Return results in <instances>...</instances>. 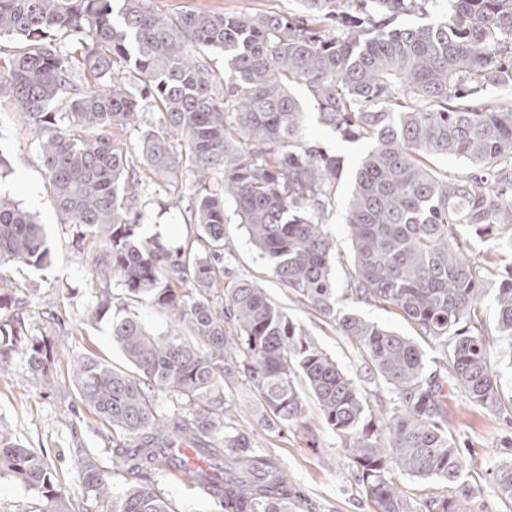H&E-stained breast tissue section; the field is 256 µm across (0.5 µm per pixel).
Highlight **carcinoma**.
<instances>
[{
    "label": "carcinoma",
    "mask_w": 512,
    "mask_h": 512,
    "mask_svg": "<svg viewBox=\"0 0 512 512\" xmlns=\"http://www.w3.org/2000/svg\"><path fill=\"white\" fill-rule=\"evenodd\" d=\"M438 0H304L307 15L153 13L142 0H0V38L15 40L0 62V102L28 121L54 207L78 241L98 245L99 300L111 284L125 299L170 318L157 336L136 315L112 321L126 365L83 357L71 366L82 405L119 434L113 489L101 453L78 449L80 499L101 512H177L156 478L176 468L219 500L224 512H289L293 489L271 454L225 421L224 378L248 379L269 430L310 432L308 402L347 452L373 512H416L391 468L448 484L439 512H464L451 494L464 461L448 428L451 382L474 405L512 417L488 356L481 297L496 287L497 326L512 337V262L496 268L473 254L495 238L512 252V0H448L450 14L399 25ZM67 42L82 47L78 75ZM224 57V70L203 50ZM121 63L127 74L114 66ZM302 84L322 124L370 150L348 199L355 296L394 308L438 348L430 371L413 340L337 307L334 243L323 216L336 205L342 160L306 145ZM160 125L123 138L143 102ZM454 156L465 175L436 163ZM143 165L196 233L174 247L143 237ZM232 202L275 276L350 337L374 385L390 394L384 423L372 421L364 388L307 337L302 326L249 281L213 296L224 280L225 203ZM50 259L42 225L0 195V362L22 354L50 385L51 337L66 333L43 312L42 338L24 317L27 296L10 268ZM189 448L191 468L175 455ZM35 493L32 512H74L54 490L48 456L0 429V475ZM512 500V461L497 467Z\"/></svg>",
    "instance_id": "cac0c4a2"
}]
</instances>
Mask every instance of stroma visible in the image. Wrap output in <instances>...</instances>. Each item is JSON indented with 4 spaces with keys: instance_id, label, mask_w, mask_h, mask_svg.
<instances>
[{
    "instance_id": "35a3bbf8",
    "label": "stroma",
    "mask_w": 512,
    "mask_h": 512,
    "mask_svg": "<svg viewBox=\"0 0 512 512\" xmlns=\"http://www.w3.org/2000/svg\"><path fill=\"white\" fill-rule=\"evenodd\" d=\"M143 4L149 11L167 15L198 9L280 16L303 11L302 0H143ZM293 92L303 108L307 144L338 155L343 161L336 205L324 221L336 246L332 277L337 304L400 335L415 338L414 328L393 309L361 301L350 291L351 240L345 204L354 172L369 144L343 140L318 122L314 103L304 86H294ZM0 155L12 170L10 177L0 181V193L13 197L43 224L52 253L50 265L41 269L21 267L14 273L29 297L24 314L37 323L42 311L56 309L68 329L67 335L57 337L53 345L61 369L55 384L45 386L33 379L27 361L21 358L0 365V425L10 428L24 445L47 453L54 465L57 491L73 500L80 489L76 449L94 448L103 456H111L113 432L81 405L69 369L75 358L89 353L121 362L122 356L110 340L109 326L111 317L124 314V294L120 287H113L110 318L91 319L95 297L89 282L98 250L91 242L77 243L76 227L61 223L30 127L4 102L0 103ZM145 184L148 221L141 225V234L148 237L171 227L175 242L192 237L193 225L171 203L161 184L150 176ZM224 232L225 284L246 279L263 288L344 372L354 379H364L365 367L355 345L335 324L301 303L273 276L244 226L233 222L225 225ZM495 295L494 288L489 287L481 297L484 327L490 335V359L499 372L502 389L508 392L512 390V340L497 332ZM226 398L237 426L278 459L296 486L299 495L291 503L290 512H370L339 438L324 427L317 410L309 412V432L293 428L277 434L265 429L262 411L246 379L232 383ZM448 424L470 466L469 480L478 489L467 503V512H512V501L500 497L493 478L496 466L512 459V447L504 445L505 440L512 439V423L471 404L452 388L448 391ZM159 485L178 512H223L204 488L189 482L182 473H166Z\"/></svg>"
}]
</instances>
